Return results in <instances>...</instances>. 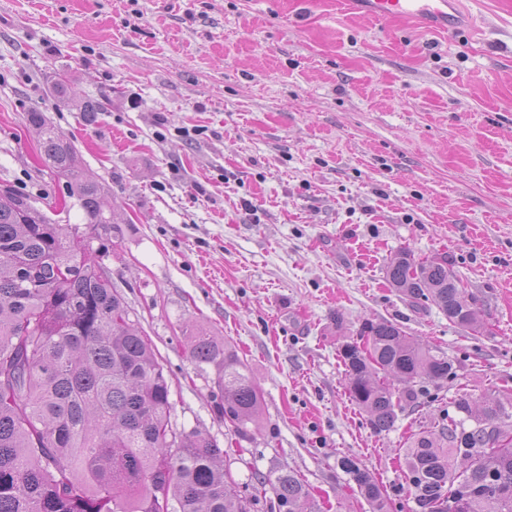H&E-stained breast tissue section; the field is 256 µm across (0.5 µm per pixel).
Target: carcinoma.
I'll return each instance as SVG.
<instances>
[{"mask_svg":"<svg viewBox=\"0 0 512 512\" xmlns=\"http://www.w3.org/2000/svg\"><path fill=\"white\" fill-rule=\"evenodd\" d=\"M53 98L79 112L66 75ZM26 120L40 136L47 166L65 179L85 226L117 229L103 188L89 178L73 144L39 108ZM79 225L59 224L28 199L0 189V512H157L159 494L173 512H249L224 468V450L207 433L171 425V382L149 338ZM411 305L435 306L448 321L478 333L483 319L448 256L418 260L401 250L385 269ZM360 341L338 348L351 399L380 431L397 411L417 408V378L444 381L448 358L387 320H366ZM189 358L214 365L224 386L218 411L244 434L262 412L261 389L232 347L197 333ZM464 418L412 434L404 452L412 512H512V411L499 400H454ZM470 425H465L466 421ZM372 512H388L381 487L352 458L341 460ZM464 481L466 495L456 482ZM270 488V512H316L292 471L257 478Z\"/></svg>","mask_w":512,"mask_h":512,"instance_id":"carcinoma-1","label":"carcinoma"}]
</instances>
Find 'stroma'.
Instances as JSON below:
<instances>
[{"mask_svg":"<svg viewBox=\"0 0 512 512\" xmlns=\"http://www.w3.org/2000/svg\"><path fill=\"white\" fill-rule=\"evenodd\" d=\"M462 6L471 23L450 36L342 0H0V187L79 223L26 121L41 109L106 188L120 233L94 245L172 383L174 426L217 439L251 512L269 507L255 476L281 470L322 512H369L345 457L411 512L406 436L459 389L512 398V0ZM60 71L101 103L94 121L55 103ZM403 249L453 257L481 334L389 286ZM368 319L453 366L381 433L337 357ZM198 331L262 389L247 436L188 356Z\"/></svg>","mask_w":512,"mask_h":512,"instance_id":"obj_1","label":"stroma"}]
</instances>
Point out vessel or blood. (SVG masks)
Segmentation results:
<instances>
[{"label": "vessel or blood", "mask_w": 512, "mask_h": 512, "mask_svg": "<svg viewBox=\"0 0 512 512\" xmlns=\"http://www.w3.org/2000/svg\"><path fill=\"white\" fill-rule=\"evenodd\" d=\"M355 8L380 20L407 19L435 32L457 29L468 17L458 9L460 0H350Z\"/></svg>", "instance_id": "b4317fda"}]
</instances>
